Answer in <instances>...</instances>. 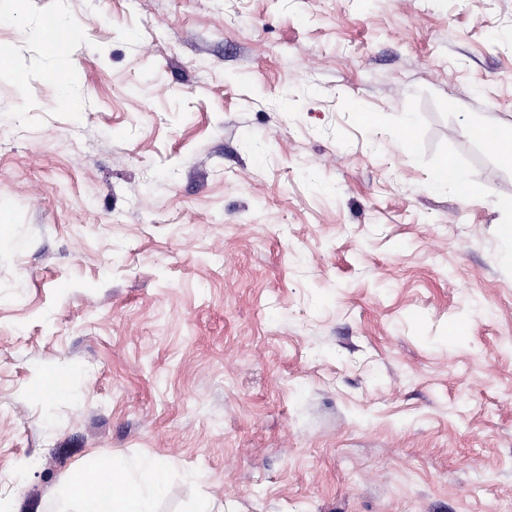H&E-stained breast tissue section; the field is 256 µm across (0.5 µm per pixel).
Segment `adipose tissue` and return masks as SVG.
I'll use <instances>...</instances> for the list:
<instances>
[{
  "mask_svg": "<svg viewBox=\"0 0 512 512\" xmlns=\"http://www.w3.org/2000/svg\"><path fill=\"white\" fill-rule=\"evenodd\" d=\"M170 466L147 458L130 466L99 465L73 476L68 496L76 512H158Z\"/></svg>",
  "mask_w": 512,
  "mask_h": 512,
  "instance_id": "ef3b65f1",
  "label": "adipose tissue"
}]
</instances>
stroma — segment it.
<instances>
[{
    "mask_svg": "<svg viewBox=\"0 0 512 512\" xmlns=\"http://www.w3.org/2000/svg\"><path fill=\"white\" fill-rule=\"evenodd\" d=\"M1 11L10 512L146 457L159 512H512V0ZM495 132V137L492 141H487L486 133L489 130L480 129L479 132L483 139L487 142L490 148L500 157L511 163L512 161V127H500L490 129ZM433 183H445L454 186L460 191H469L471 189V182L466 170L456 162L448 160L443 162L436 169L433 176Z\"/></svg>",
    "mask_w": 512,
    "mask_h": 512,
    "instance_id": "stroma-1",
    "label": "stroma"
}]
</instances>
